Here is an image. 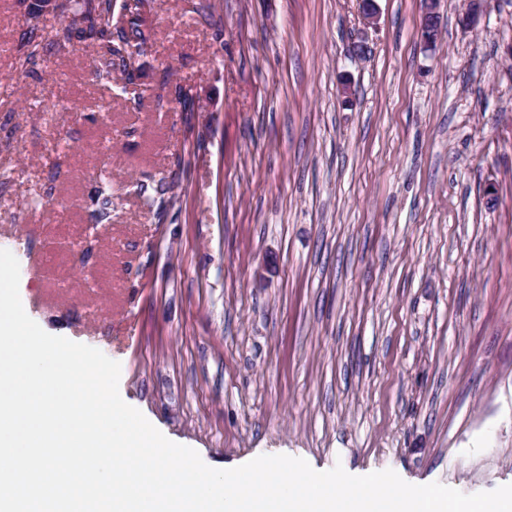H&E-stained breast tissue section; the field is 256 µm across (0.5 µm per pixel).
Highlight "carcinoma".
<instances>
[{"label":"carcinoma","instance_id":"carcinoma-1","mask_svg":"<svg viewBox=\"0 0 512 512\" xmlns=\"http://www.w3.org/2000/svg\"><path fill=\"white\" fill-rule=\"evenodd\" d=\"M120 9L123 24L112 28L115 9ZM155 9V0H75L74 13L81 15L83 27L63 24L56 30L57 41L71 44L87 36L98 34L107 38L103 50V62L95 67V76L107 78L111 71H122L128 80H133L139 70L138 60L151 51L153 28L150 16ZM161 91L170 94L171 99L187 107L192 99L190 88L176 84L166 85ZM97 209L92 218L97 224L112 220V184L102 182L96 189Z\"/></svg>","mask_w":512,"mask_h":512}]
</instances>
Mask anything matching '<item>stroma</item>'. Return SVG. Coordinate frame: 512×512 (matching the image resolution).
Returning a JSON list of instances; mask_svg holds the SVG:
<instances>
[{
  "instance_id": "35a3bbf8",
  "label": "stroma",
  "mask_w": 512,
  "mask_h": 512,
  "mask_svg": "<svg viewBox=\"0 0 512 512\" xmlns=\"http://www.w3.org/2000/svg\"><path fill=\"white\" fill-rule=\"evenodd\" d=\"M376 5L156 0L129 82L95 78L103 37L0 0V249L30 318L211 467L488 492L512 483V0L472 29L441 0L432 49L421 0ZM97 209L92 218L96 224L109 223L112 220V184L101 182L96 189Z\"/></svg>"
}]
</instances>
